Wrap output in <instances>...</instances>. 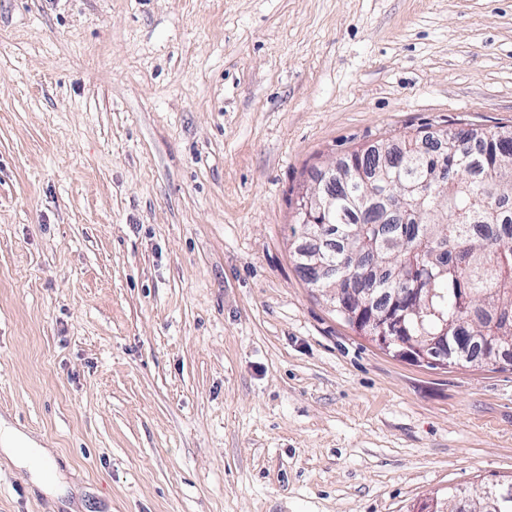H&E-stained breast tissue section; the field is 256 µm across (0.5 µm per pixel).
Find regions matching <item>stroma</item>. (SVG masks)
<instances>
[{
  "mask_svg": "<svg viewBox=\"0 0 512 512\" xmlns=\"http://www.w3.org/2000/svg\"><path fill=\"white\" fill-rule=\"evenodd\" d=\"M512 128V0H0V512H417L512 480V366L393 356L303 191ZM4 452L21 463L35 464L39 467L41 482L44 486L50 487L55 480L54 467L48 454L32 448L30 442L19 435L14 429L4 426L0 428V446Z\"/></svg>",
  "mask_w": 512,
  "mask_h": 512,
  "instance_id": "35a3bbf8",
  "label": "stroma"
}]
</instances>
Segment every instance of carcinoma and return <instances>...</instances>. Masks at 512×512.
<instances>
[{"mask_svg":"<svg viewBox=\"0 0 512 512\" xmlns=\"http://www.w3.org/2000/svg\"><path fill=\"white\" fill-rule=\"evenodd\" d=\"M355 150L336 166V313L348 289L383 315L393 296L420 294L436 315L404 324L411 336L512 335V136L448 135L454 162L406 143Z\"/></svg>","mask_w":512,"mask_h":512,"instance_id":"carcinoma-1","label":"carcinoma"}]
</instances>
